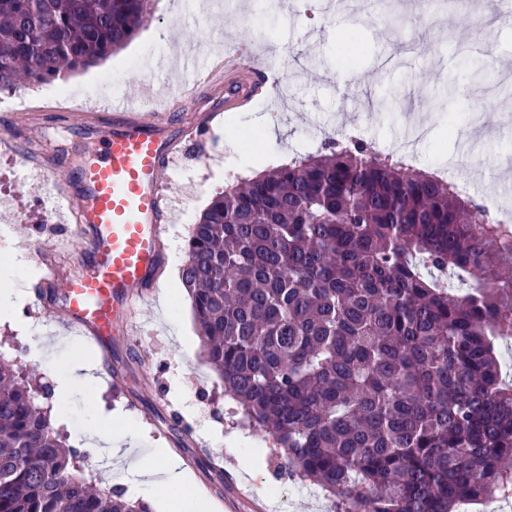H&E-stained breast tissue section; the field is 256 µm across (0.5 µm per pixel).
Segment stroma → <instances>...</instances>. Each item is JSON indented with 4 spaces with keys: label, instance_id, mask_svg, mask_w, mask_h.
<instances>
[{
    "label": "stroma",
    "instance_id": "stroma-1",
    "mask_svg": "<svg viewBox=\"0 0 512 512\" xmlns=\"http://www.w3.org/2000/svg\"><path fill=\"white\" fill-rule=\"evenodd\" d=\"M405 18L395 32L371 26L342 0H307L299 12L284 0H220L219 6L189 0H153L151 23L107 61L64 79L71 96L93 106L131 92L150 81L165 98L181 76L167 67L172 44H184L198 61L215 52L247 49L261 65L286 68L295 97L280 104L259 97L225 112L214 129L210 158L179 167L169 191L179 207L177 234L167 245L184 253V235L224 187L251 178L257 171L287 163L315 150L326 136L357 130L361 140L384 154L410 152V171L450 168L451 181L468 183L478 202L496 200L512 206V84L502 67L512 65V23L487 32L472 20L474 0H437L449 13L447 26L416 18L415 0H402ZM362 46L352 64H342L344 36ZM480 63L486 78L475 85L471 67ZM12 127L31 155L48 146L69 166L97 153V138L72 135L62 118L50 112L60 95L54 85L25 86L15 92ZM277 117L276 136L264 135L261 146L244 145L248 134L262 132L260 116ZM0 202L7 207L6 235L21 263L9 281L18 291L17 320H0V360L35 371L43 383L52 374L74 372L108 359L111 375L91 386L77 387L53 405L54 426L68 441L98 432L128 429L125 462L91 453L85 470L97 488H124L143 482L132 470L135 461L152 460L158 449L179 459L195 487L205 495L209 512H271L239 473V460L250 457L260 477L276 491L278 512H318L315 486L277 479L280 459L271 438L228 415L233 405L215 373L204 362L193 313L185 299L177 267L165 266L161 291L153 301L138 303L118 328L108 350L83 340L43 347L42 339L60 333L65 277L73 262L86 258L84 245L70 244L57 257V277L35 304L36 284L44 269L28 261V245L39 238L44 247L55 239L34 200L44 186L19 180L14 159L0 157Z\"/></svg>",
    "mask_w": 512,
    "mask_h": 512
}]
</instances>
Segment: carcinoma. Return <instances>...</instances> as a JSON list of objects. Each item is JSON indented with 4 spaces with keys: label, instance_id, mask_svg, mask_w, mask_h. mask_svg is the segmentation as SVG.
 <instances>
[{
    "label": "carcinoma",
    "instance_id": "1",
    "mask_svg": "<svg viewBox=\"0 0 512 512\" xmlns=\"http://www.w3.org/2000/svg\"><path fill=\"white\" fill-rule=\"evenodd\" d=\"M151 0H0V92L93 67ZM181 280L203 356L289 480L336 512H459L512 494V228L362 140L224 187ZM0 361V512H152L97 489Z\"/></svg>",
    "mask_w": 512,
    "mask_h": 512
}]
</instances>
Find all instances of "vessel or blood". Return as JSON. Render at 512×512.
I'll return each instance as SVG.
<instances>
[{
  "mask_svg": "<svg viewBox=\"0 0 512 512\" xmlns=\"http://www.w3.org/2000/svg\"><path fill=\"white\" fill-rule=\"evenodd\" d=\"M188 76L170 112L146 111L126 101L109 110L65 109V122L79 132L102 133L101 149L91 162L62 170L53 157L30 165L8 119L0 120V150L18 155V174L36 173L47 190L40 205L62 242L83 243L86 263L66 278L67 323L99 348L112 340L132 302L153 295L166 263V236L172 221L167 194L176 158L197 160L207 153L205 130L226 109L261 92L264 74L238 56L227 55L201 71L184 60ZM224 79V100L193 125L174 126L170 113Z\"/></svg>",
  "mask_w": 512,
  "mask_h": 512,
  "instance_id": "b4317fda",
  "label": "vessel or blood"
}]
</instances>
